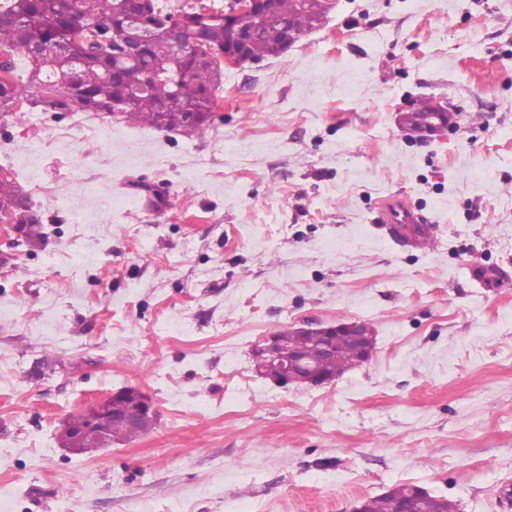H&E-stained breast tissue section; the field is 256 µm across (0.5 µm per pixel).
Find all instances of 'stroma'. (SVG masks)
Wrapping results in <instances>:
<instances>
[{
	"instance_id": "stroma-1",
	"label": "stroma",
	"mask_w": 512,
	"mask_h": 512,
	"mask_svg": "<svg viewBox=\"0 0 512 512\" xmlns=\"http://www.w3.org/2000/svg\"><path fill=\"white\" fill-rule=\"evenodd\" d=\"M422 97L457 108L428 139L398 123ZM0 171L45 233L0 236V512H352L394 484L512 512V0H339L225 69L204 136L28 111L0 117ZM391 194L434 246L379 228ZM342 318L375 331L363 366L255 373L264 336ZM128 386L150 432L60 445Z\"/></svg>"
}]
</instances>
